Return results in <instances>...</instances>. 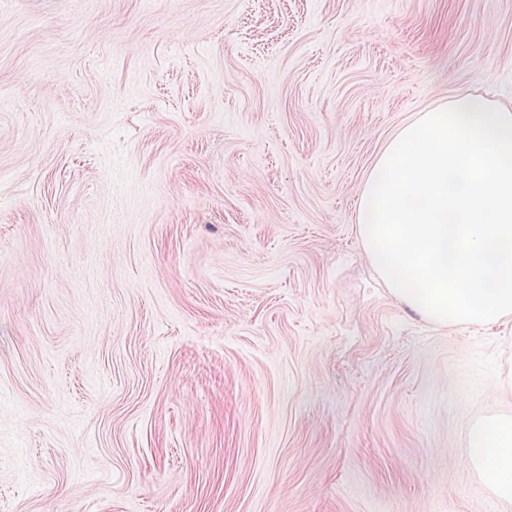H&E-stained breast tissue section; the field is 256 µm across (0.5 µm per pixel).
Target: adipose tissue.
I'll list each match as a JSON object with an SVG mask.
<instances>
[{"mask_svg":"<svg viewBox=\"0 0 512 512\" xmlns=\"http://www.w3.org/2000/svg\"><path fill=\"white\" fill-rule=\"evenodd\" d=\"M355 224L415 316L441 329L512 321V103L453 95L416 113L373 163ZM466 460L512 503V414L470 424Z\"/></svg>","mask_w":512,"mask_h":512,"instance_id":"adipose-tissue-1","label":"adipose tissue"}]
</instances>
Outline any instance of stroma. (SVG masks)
<instances>
[{"mask_svg":"<svg viewBox=\"0 0 512 512\" xmlns=\"http://www.w3.org/2000/svg\"><path fill=\"white\" fill-rule=\"evenodd\" d=\"M512 0H0V512H512L466 462L512 328H435L354 220Z\"/></svg>","mask_w":512,"mask_h":512,"instance_id":"obj_1","label":"stroma"}]
</instances>
